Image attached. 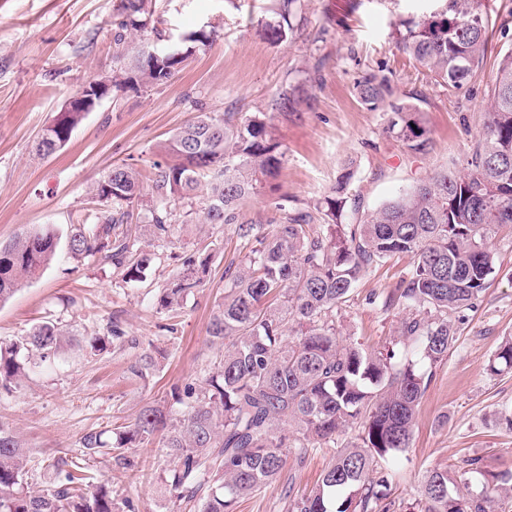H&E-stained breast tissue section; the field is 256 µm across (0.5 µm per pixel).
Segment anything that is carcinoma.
<instances>
[{
    "label": "carcinoma",
    "instance_id": "cac0c4a2",
    "mask_svg": "<svg viewBox=\"0 0 512 512\" xmlns=\"http://www.w3.org/2000/svg\"><path fill=\"white\" fill-rule=\"evenodd\" d=\"M418 19L400 21L397 39L436 84L453 92L483 64L487 11L483 0H439ZM297 0H278L281 21L265 24L278 42L293 30ZM152 0H119L113 16L115 59L131 36L153 20ZM202 27L165 45L143 43L133 65L112 70V92L154 88L183 69L197 45L214 41ZM363 103L375 106L392 95L385 75L371 74L358 85ZM299 86L281 88L275 109L295 111ZM80 112H60L41 135L39 156L54 155L80 123ZM387 132L413 152L424 151L427 130L417 110L390 104ZM166 158L151 165V177L127 164L115 165L92 186L106 210L70 226L67 250L82 261L97 254L143 282L152 254L134 248L128 224L134 207L147 205L153 241L169 242L176 206L192 201L207 184L203 223L222 224L245 250L224 267V302L208 328L216 361L207 373L175 392L178 415L145 406L115 428L106 442L90 433L83 457H59L48 488H28V460L17 436L0 427V512H135L132 500L116 502L105 482L89 483L85 457L106 456L133 470L139 462L128 449L158 442L173 459L164 485L172 507L187 501L198 512H236L238 499L279 478L284 449L304 457L315 448L336 447V437L355 432L335 452L317 487L288 497V512H498L512 499V472L489 476L479 491L469 474L478 460L426 471L410 501L390 497V470L384 463L410 447L418 408L435 368L456 341L455 321L476 309L499 266L490 243L512 230V48L498 62L486 121L464 175L444 171L411 186L371 212L347 214L352 174L336 180L332 195L310 212L275 201L273 224L240 221L243 200L257 193L262 178L281 167L283 153L266 115L205 112L178 128L164 147ZM57 237L35 228L0 244V302L35 278L54 259ZM409 255L412 265L394 287L366 296L383 311L401 308L398 335L414 345L409 355L369 351L339 339L336 315L359 282L393 257ZM212 254L180 257L181 268L161 289L158 313L176 314L203 284ZM61 329L44 322L22 340L0 346V389L18 385L30 369V354L57 352ZM491 373L512 371V336L503 339L489 364Z\"/></svg>",
    "mask_w": 512,
    "mask_h": 512
}]
</instances>
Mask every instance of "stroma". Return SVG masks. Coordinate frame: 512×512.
Wrapping results in <instances>:
<instances>
[{
  "label": "stroma",
  "instance_id": "35a3bbf8",
  "mask_svg": "<svg viewBox=\"0 0 512 512\" xmlns=\"http://www.w3.org/2000/svg\"><path fill=\"white\" fill-rule=\"evenodd\" d=\"M118 0H0V243L33 226L66 230L97 208L92 184L113 165L149 170L175 130L197 109L270 114L282 165L260 194L240 206L244 221L270 223L274 198L314 211L344 168H351L348 208L371 210L420 179L441 170L465 172L483 125L488 94L502 53L512 48V0H486L487 47L482 70L459 91L435 85L399 49L394 25L432 8L430 0H301L294 29L273 44L263 25L277 21L276 0H156L155 16L170 37L209 24L217 35L197 49L167 85L105 98L86 114L69 141L42 159L35 143L64 102L113 68L112 16ZM391 81L392 101L415 107L429 131L424 152L412 153L386 131L385 108L364 105L356 84L371 71ZM301 85L296 112H274L281 86ZM205 190L193 200L189 222L175 224L170 248L156 251L145 282H123L119 270L98 260L75 262L66 253L39 277L0 303V345L21 340L43 322L65 333L53 358L37 362L22 384L0 391V426L20 439L28 459V485L46 488V467L78 454L85 435L112 430L142 406L174 409L171 393L210 369L207 341L213 314L224 300V267L239 260L222 225L203 221ZM500 270L476 311L458 324L457 341L433 371L419 407L410 448L391 485L393 497L416 495L423 474L465 457L480 460L472 474L512 471V432L493 420L512 405V373L489 374L487 364L503 337L512 336V232L493 243ZM212 254L204 285L187 297L176 321L154 302L177 270L176 254ZM411 264L400 256L364 278L337 315L342 337L372 350L395 345L401 309L381 312L368 294L392 287ZM118 322L121 341L90 350L93 338ZM175 331H168V323ZM155 362L152 377L132 375L143 355ZM135 470L112 467L106 457L88 460L103 479L138 506V512H171L162 475L171 461L158 445L132 451ZM281 476L241 499L236 512H288V494L309 492L333 451L298 457L287 449Z\"/></svg>",
  "mask_w": 512,
  "mask_h": 512
}]
</instances>
